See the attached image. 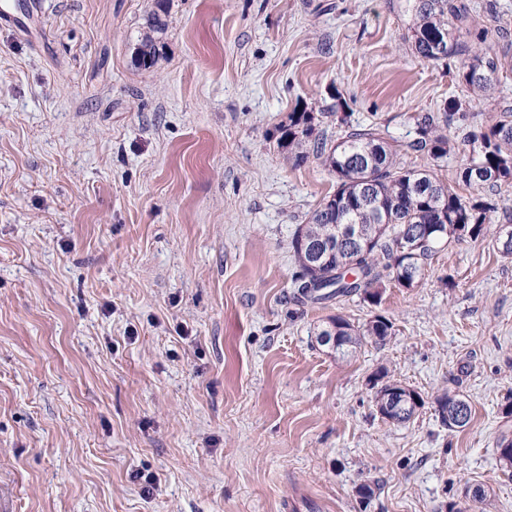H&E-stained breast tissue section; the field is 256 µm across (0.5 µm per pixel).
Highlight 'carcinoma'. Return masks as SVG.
Listing matches in <instances>:
<instances>
[{"instance_id": "1", "label": "carcinoma", "mask_w": 512, "mask_h": 512, "mask_svg": "<svg viewBox=\"0 0 512 512\" xmlns=\"http://www.w3.org/2000/svg\"><path fill=\"white\" fill-rule=\"evenodd\" d=\"M410 13L409 41L413 54L422 61L455 59L457 76L480 100L490 96L502 73L512 71V40L499 31L493 52L481 48L483 39L466 44L454 30L469 26L473 7L469 0H406ZM167 10L150 11L147 28L138 54L145 63L153 61L156 47L153 35L166 30ZM462 104L455 98L445 102L443 114H424L416 120V138L407 150L417 156L439 159L450 151L444 127L454 119ZM311 112H290L288 122L278 126V146L295 162L314 158L336 175V191L324 198L306 223L299 225L292 240L299 272L293 279L299 299L315 302L356 294L378 304L380 288L394 282L401 288L416 287L426 267L441 248L483 234L491 205L482 200L466 201L456 188L436 178L426 169L405 168L396 161L397 150L376 128L355 129L338 142L325 137ZM471 156L460 167L456 183L489 184L499 187L512 182V110L497 115L488 131L469 136ZM350 225L354 233L337 239L331 225ZM445 224L448 233L440 241L428 239L413 255L398 250L401 236L412 233L424 237L427 226ZM391 329L381 316L363 327H356L341 316L329 318L317 332V342L336 337V351L356 349L367 342H382ZM392 382L381 385L375 396L376 408L384 409L389 400V418L393 423L410 421L421 405L389 393ZM466 398L444 394L436 405L448 430L465 428L471 419V407L465 405V421L452 417L453 408Z\"/></svg>"}]
</instances>
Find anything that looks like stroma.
Here are the masks:
<instances>
[{
    "label": "stroma",
    "mask_w": 512,
    "mask_h": 512,
    "mask_svg": "<svg viewBox=\"0 0 512 512\" xmlns=\"http://www.w3.org/2000/svg\"><path fill=\"white\" fill-rule=\"evenodd\" d=\"M45 0L0 25V512H512V185L417 287L379 304L293 300L292 239L336 176L277 146L289 112L326 136L374 127L402 163L452 182L512 109V75L475 100L455 63L417 59L405 0ZM463 108L440 159L407 149L418 114ZM380 343L319 345L339 315ZM419 392L381 418L378 373ZM471 403L448 431L442 393ZM158 484L142 491L141 478ZM166 4V1H165ZM159 10L150 11L145 18V27L148 29L144 35L142 42L138 48V54L142 58L143 63H150L155 56L156 47L153 39L154 34L164 33L167 27L166 5ZM392 385H397L396 387L392 388V391L396 395V401L393 399L394 394L389 393V388ZM405 388L403 385H398V383L386 381L384 384L381 385L380 389L377 391L375 396V404L376 408L382 411L384 409L383 401L386 397H388L387 400H390L389 407H391V411H389V418L391 419V422L393 423H405L410 421L417 411L423 406V399L421 396L415 392L414 390H411L407 388L408 393H405L403 391V394H405V398L401 399L400 393L402 389ZM411 392H415L419 398V404L417 405L411 400ZM463 401L465 405V421L462 424H456L455 420L452 417L453 408L457 407L458 402ZM437 411L442 420V422L448 426V430L456 431L462 430L465 428L471 419V407L466 398L456 395V394H444L437 398L436 401Z\"/></svg>",
    "instance_id": "obj_1"
}]
</instances>
